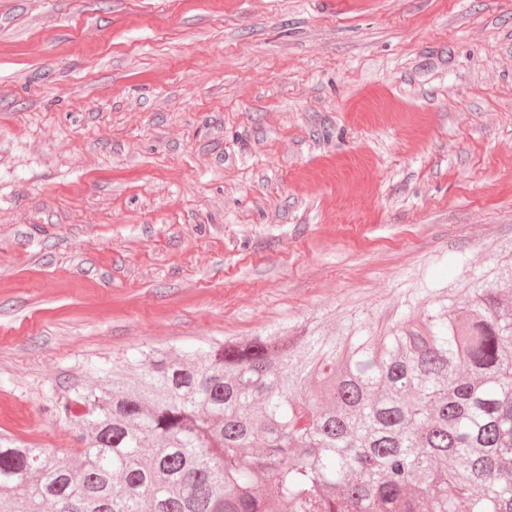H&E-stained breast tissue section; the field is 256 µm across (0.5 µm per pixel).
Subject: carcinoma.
<instances>
[{
    "instance_id": "cac0c4a2",
    "label": "carcinoma",
    "mask_w": 512,
    "mask_h": 512,
    "mask_svg": "<svg viewBox=\"0 0 512 512\" xmlns=\"http://www.w3.org/2000/svg\"><path fill=\"white\" fill-rule=\"evenodd\" d=\"M0 434V512H512V266L375 335L148 353Z\"/></svg>"
}]
</instances>
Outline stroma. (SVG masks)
Returning a JSON list of instances; mask_svg holds the SVG:
<instances>
[{
  "label": "stroma",
  "mask_w": 512,
  "mask_h": 512,
  "mask_svg": "<svg viewBox=\"0 0 512 512\" xmlns=\"http://www.w3.org/2000/svg\"><path fill=\"white\" fill-rule=\"evenodd\" d=\"M512 258V0H0V432L152 350L392 326Z\"/></svg>",
  "instance_id": "1"
}]
</instances>
